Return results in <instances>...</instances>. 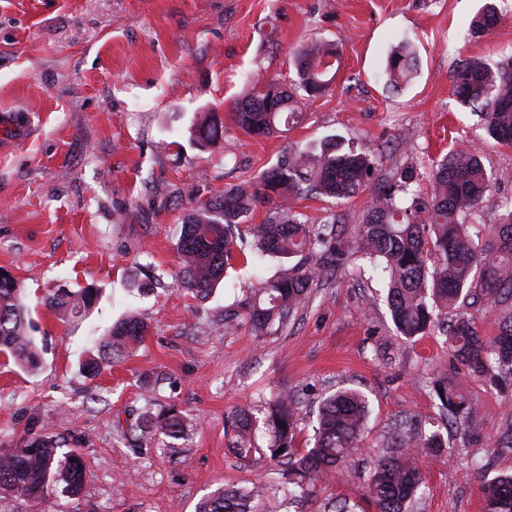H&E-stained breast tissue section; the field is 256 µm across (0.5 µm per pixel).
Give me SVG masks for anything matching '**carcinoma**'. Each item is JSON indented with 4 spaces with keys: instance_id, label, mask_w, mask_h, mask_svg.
<instances>
[{
    "instance_id": "cac0c4a2",
    "label": "carcinoma",
    "mask_w": 512,
    "mask_h": 512,
    "mask_svg": "<svg viewBox=\"0 0 512 512\" xmlns=\"http://www.w3.org/2000/svg\"><path fill=\"white\" fill-rule=\"evenodd\" d=\"M338 51L330 43L300 46L295 52L297 80L290 93L279 79L254 80L251 90L233 109L234 123L245 133L266 136L296 117L293 104L316 99L330 87ZM417 71L415 49L401 43L387 57L386 86L400 89ZM452 91L480 119L495 141L512 145V69L473 59L457 69ZM194 143L210 148L224 139V122L213 112H201L193 127ZM373 168L371 153L345 152L336 139H326L315 151H297L268 169L256 183H239L224 193L200 202L181 225L176 248L181 259L178 281L198 294L209 292L224 276L233 258L240 227L260 203L273 202L262 224L253 225L261 249L268 255L301 257L305 268L258 289L248 305V320L264 333L283 325L309 286L349 256L361 253L377 262L386 274V301L397 333L414 340L438 331L448 354L474 375L512 376V198L492 196L490 180L473 152L448 153L433 170L431 195L424 202L406 203L408 184L391 183L373 189L374 199L363 222L347 232L339 226L319 232L304 224L288 205L299 195L349 198L367 189ZM491 202L503 210V222L485 231L475 244L469 218ZM479 292L488 307L499 311V334L487 339L461 311L465 300ZM98 292L91 287L64 290L48 298V305L63 318L88 311ZM36 331L24 303L22 289L9 271L0 269V355L28 371L40 365L33 336ZM145 333V326L129 318L98 342V356L83 369L96 374L101 364L129 356ZM439 408L448 426L471 422L474 409L449 382L436 386ZM365 396L354 389L339 390L325 398L313 426V446L300 454L294 448L296 398L278 394L268 402L265 426L266 454L281 467L292 497L318 480L333 475L352 455L364 427ZM256 419L240 408L231 417L236 451H254ZM187 428L184 413L174 407L154 413L145 410L136 430L140 436L163 434L180 438ZM380 456L368 484L376 512H406L408 502L424 485L413 448L442 451L440 434L397 435ZM82 457L60 452L57 440L40 433L14 448H0V492L39 503L58 485L71 495L79 493L84 477ZM486 512H512V474H503L482 486ZM254 492L247 487L219 486L197 505L196 512H256Z\"/></svg>"
}]
</instances>
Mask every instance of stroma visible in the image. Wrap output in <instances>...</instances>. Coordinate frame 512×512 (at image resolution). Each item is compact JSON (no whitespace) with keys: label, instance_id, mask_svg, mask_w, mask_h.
I'll return each mask as SVG.
<instances>
[{"label":"stroma","instance_id":"35a3bbf8","mask_svg":"<svg viewBox=\"0 0 512 512\" xmlns=\"http://www.w3.org/2000/svg\"><path fill=\"white\" fill-rule=\"evenodd\" d=\"M489 3L498 24L473 33ZM313 40L339 44L330 92L287 131L237 128L232 110L247 77L294 80L291 52ZM403 40L416 47L417 73L388 91L386 59ZM472 57L512 60V0H0V268L20 284L41 350L33 373L0 356V448L45 431L85 462L79 495L56 489L34 506L0 493V512H194L220 485L256 488L266 503L276 481L261 453L266 433L256 432L257 452L239 456L232 414L297 395L303 453L321 399L340 387L369 404L351 470L279 512H325L335 499L375 512L365 487L403 425L449 445L420 449L426 488L410 512H484V480L512 473V392L470 375L439 335L397 336L367 258L320 279L287 325L261 336L245 323L223 331L225 308L296 266L260 254L251 227L263 223L265 204L242 224L212 292L200 297L175 281V230L191 207L327 137L373 152L372 183L408 174L422 200L435 160L475 151L495 196L512 197V146L488 139L452 95L455 69ZM203 110L223 118V145L193 144ZM371 198L307 196L293 208L312 227L350 230ZM79 285L99 289L96 305L59 318L49 296ZM130 317L147 326L142 344L86 373L98 338ZM440 379L474 407L472 432L447 426L433 391ZM152 404L187 411L182 439L135 437Z\"/></svg>","mask_w":512,"mask_h":512}]
</instances>
